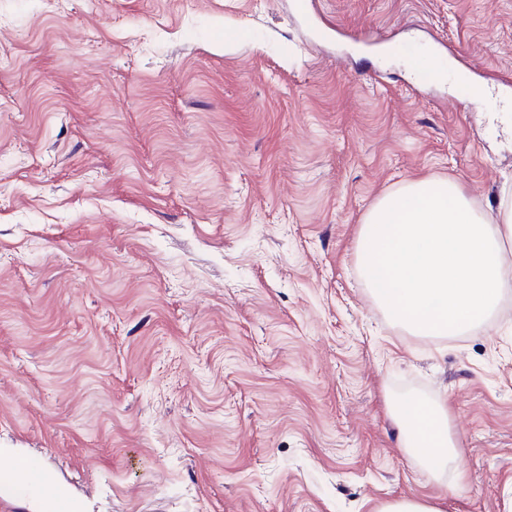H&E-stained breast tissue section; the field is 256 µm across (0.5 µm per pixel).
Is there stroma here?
I'll use <instances>...</instances> for the list:
<instances>
[{
  "instance_id": "stroma-1",
  "label": "stroma",
  "mask_w": 512,
  "mask_h": 512,
  "mask_svg": "<svg viewBox=\"0 0 512 512\" xmlns=\"http://www.w3.org/2000/svg\"><path fill=\"white\" fill-rule=\"evenodd\" d=\"M512 0H0V448L87 512L512 498V278L416 336L362 277L416 178L512 188ZM444 396L433 476L396 407Z\"/></svg>"
}]
</instances>
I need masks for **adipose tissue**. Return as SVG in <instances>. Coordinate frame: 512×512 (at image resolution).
Wrapping results in <instances>:
<instances>
[{
    "mask_svg": "<svg viewBox=\"0 0 512 512\" xmlns=\"http://www.w3.org/2000/svg\"><path fill=\"white\" fill-rule=\"evenodd\" d=\"M363 271L388 316L418 336L467 335L498 305L512 275V201L476 209L447 180H410L368 212L360 235ZM403 444L426 451L431 472L460 455L444 400L403 402Z\"/></svg>",
    "mask_w": 512,
    "mask_h": 512,
    "instance_id": "obj_1",
    "label": "adipose tissue"
}]
</instances>
